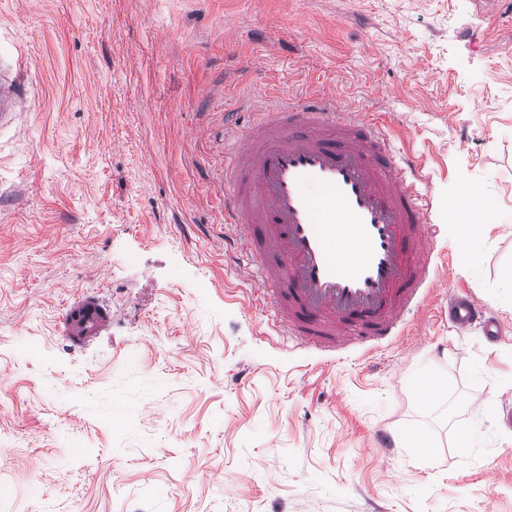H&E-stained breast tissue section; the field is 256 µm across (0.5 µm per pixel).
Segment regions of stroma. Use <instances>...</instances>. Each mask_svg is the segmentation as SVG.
<instances>
[{
    "label": "stroma",
    "mask_w": 512,
    "mask_h": 512,
    "mask_svg": "<svg viewBox=\"0 0 512 512\" xmlns=\"http://www.w3.org/2000/svg\"><path fill=\"white\" fill-rule=\"evenodd\" d=\"M18 55L0 512H512V0H0ZM321 87L387 115L437 226L436 288L370 356L276 335L222 246L226 143ZM464 203L495 217L473 267ZM86 291L112 325L75 342L59 315ZM455 292L493 308L499 343L439 318ZM462 423L483 447L457 446Z\"/></svg>",
    "instance_id": "obj_1"
}]
</instances>
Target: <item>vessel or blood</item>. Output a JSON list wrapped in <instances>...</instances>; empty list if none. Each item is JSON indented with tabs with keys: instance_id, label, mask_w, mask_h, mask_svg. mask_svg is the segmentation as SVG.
Returning <instances> with one entry per match:
<instances>
[{
	"instance_id": "vessel-or-blood-1",
	"label": "vessel or blood",
	"mask_w": 512,
	"mask_h": 512,
	"mask_svg": "<svg viewBox=\"0 0 512 512\" xmlns=\"http://www.w3.org/2000/svg\"><path fill=\"white\" fill-rule=\"evenodd\" d=\"M22 64L0 57V130L27 106L12 77ZM224 171L234 181L224 194V252L245 260L278 335L328 353L380 351L403 335L438 263L421 166L397 154L384 122L327 89L292 98L225 149ZM61 321L65 336L85 340L112 318L84 295ZM448 322L502 338L498 317L467 294L449 296Z\"/></svg>"
}]
</instances>
